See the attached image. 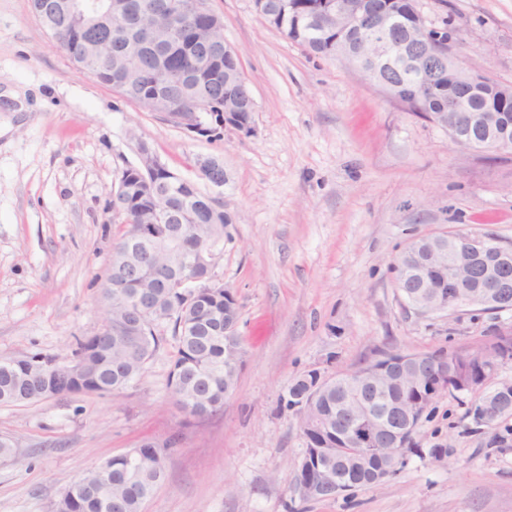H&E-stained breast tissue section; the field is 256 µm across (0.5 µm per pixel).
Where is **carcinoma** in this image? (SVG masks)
<instances>
[{"instance_id":"cac0c4a2","label":"carcinoma","mask_w":512,"mask_h":512,"mask_svg":"<svg viewBox=\"0 0 512 512\" xmlns=\"http://www.w3.org/2000/svg\"><path fill=\"white\" fill-rule=\"evenodd\" d=\"M278 16L277 24L287 32V40L304 48L308 53L322 57L336 56V34L320 31L311 24L310 5L317 0H269ZM192 62L190 45L178 46L169 53L167 63L175 68L187 67ZM221 94L239 103L250 96V88L241 73L238 56L224 57L221 73ZM161 90L172 108H177L186 98L200 99L214 93L209 85L194 89L179 83H168ZM453 90L448 84L437 82L426 91L408 101V107L424 117L448 110V97ZM498 121L485 125L470 120L468 114L454 115L455 122L463 132L485 141L508 134L512 138V102L502 107L495 106ZM167 206L176 215L187 216L182 229L164 224L158 228L159 237L152 239L151 251L142 243L133 245V252L139 255L141 276L133 288L123 289L124 295L110 296L112 285L123 276L122 251L134 234L142 230L153 209ZM113 216L123 224L119 238L112 245V258L106 279L102 285L100 301L106 309L107 319L112 324L139 322L141 334L134 341L126 336H105L100 341L83 339L78 341L74 357L81 361V368L87 380L82 384L83 393L117 395L144 371L160 345L156 328L162 324L171 326L176 352L172 356L168 383L173 397L180 408L191 415L203 416L215 413L224 406L226 391L234 387L238 369L231 365L232 358L241 351L238 331L224 334V325L239 324L240 309L234 296L222 292L211 293L204 288L186 291L177 287L174 268L177 256L170 252L167 241L180 238L185 240L189 251L203 250L209 244L224 240V228L232 223L227 212H215L208 204L195 182L185 181L182 187L170 192L166 186L153 179H123L112 191ZM429 238L420 239L414 248L404 256V263L412 270L413 282L400 290L405 303H410L424 283L432 286L442 295L459 296L465 300L470 291L457 289L440 275L435 268L427 265L425 252ZM471 287L495 295L507 294L512 298V271L509 277L493 282L487 277L473 280ZM152 293L156 302L150 311L143 314L134 302V293ZM500 352L512 359V337L477 348L466 354H455L456 362L448 367V393L463 392L460 380L474 378L478 381L494 370L493 356ZM318 372L309 371L293 380L288 386V407H294L304 399L312 400L307 419L312 424L327 426L325 435L311 437L312 448L336 447V428L344 426L345 402L352 394L349 388L334 384L326 386L319 395L312 396ZM76 384L64 363L34 353L23 358H0V404H10L21 396L39 401L45 390L66 393ZM400 388L386 385L378 390L375 406L381 413L391 406ZM485 394L490 403L506 401L512 404V382L499 383ZM380 462L375 457L360 458L354 462L345 461L332 469V474L344 482L358 483L367 487L378 483L376 471ZM165 459L151 456L139 469L135 482L124 478L125 461L112 458V484L102 486L94 481V472L74 481L61 495L55 512H143L145 503L153 496L164 478Z\"/></svg>"}]
</instances>
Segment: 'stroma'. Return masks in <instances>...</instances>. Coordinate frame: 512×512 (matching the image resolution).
Masks as SVG:
<instances>
[{
	"mask_svg": "<svg viewBox=\"0 0 512 512\" xmlns=\"http://www.w3.org/2000/svg\"><path fill=\"white\" fill-rule=\"evenodd\" d=\"M240 56L252 131L210 139L169 125L72 64L30 0H0V356H69L104 323L99 287L120 231L108 207L146 141L233 222L212 269L240 308L244 357L221 410L186 415L163 340L117 396L0 405V512H53L98 462L175 439L144 512H512V419L473 429L469 394L440 395L389 478L334 499L294 491L306 444L283 396L296 377L384 354L465 352L512 337V310L421 317L389 267L416 237L453 230L512 243V159L458 149L337 58L308 56L253 0H208ZM461 64L512 85V0H418ZM218 159L226 181L201 180ZM450 449V460L431 449Z\"/></svg>",
	"mask_w": 512,
	"mask_h": 512,
	"instance_id": "stroma-1",
	"label": "stroma"
}]
</instances>
